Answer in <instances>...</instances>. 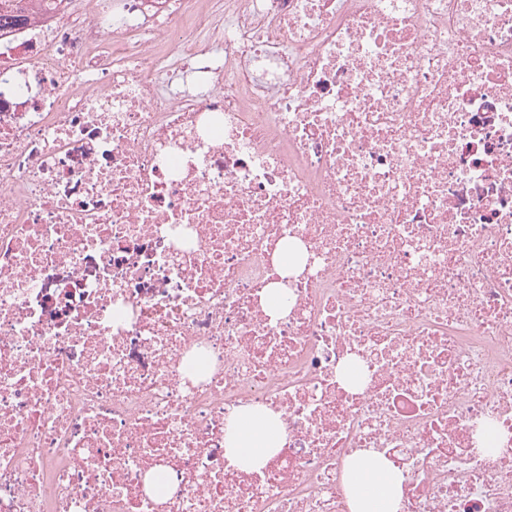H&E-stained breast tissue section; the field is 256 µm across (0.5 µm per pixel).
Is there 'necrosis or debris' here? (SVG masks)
<instances>
[{"label":"necrosis or debris","instance_id":"necrosis-or-debris-1","mask_svg":"<svg viewBox=\"0 0 512 512\" xmlns=\"http://www.w3.org/2000/svg\"><path fill=\"white\" fill-rule=\"evenodd\" d=\"M364 453L512 512V0L0 30V512H352ZM285 436L275 416L269 412L238 414L229 421L225 446L237 461H251L252 466L263 464L266 456L280 448Z\"/></svg>","mask_w":512,"mask_h":512}]
</instances>
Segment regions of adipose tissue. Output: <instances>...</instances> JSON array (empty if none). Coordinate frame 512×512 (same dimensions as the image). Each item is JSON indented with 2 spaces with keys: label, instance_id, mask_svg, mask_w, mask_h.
I'll use <instances>...</instances> for the list:
<instances>
[{
  "label": "adipose tissue",
  "instance_id": "1",
  "mask_svg": "<svg viewBox=\"0 0 512 512\" xmlns=\"http://www.w3.org/2000/svg\"><path fill=\"white\" fill-rule=\"evenodd\" d=\"M285 439L275 416L268 412L239 414L229 421L225 446L236 460L262 465ZM403 475L375 454L362 455L351 478L354 512H397Z\"/></svg>",
  "mask_w": 512,
  "mask_h": 512
}]
</instances>
